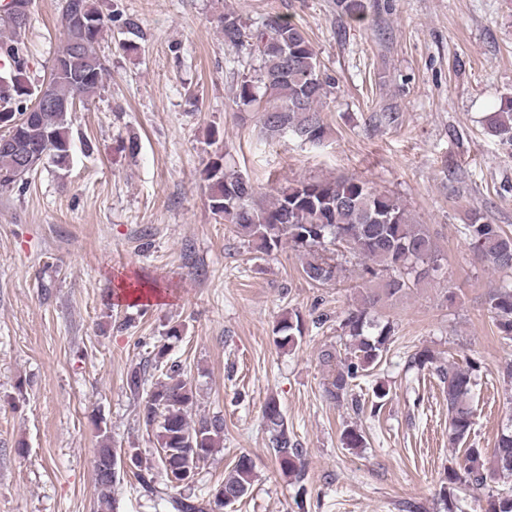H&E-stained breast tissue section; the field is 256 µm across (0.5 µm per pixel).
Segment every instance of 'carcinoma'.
<instances>
[{
	"label": "carcinoma",
	"mask_w": 512,
	"mask_h": 512,
	"mask_svg": "<svg viewBox=\"0 0 512 512\" xmlns=\"http://www.w3.org/2000/svg\"><path fill=\"white\" fill-rule=\"evenodd\" d=\"M11 11L0 14V27L8 35L0 40V57L10 69L0 70V137L15 141L31 153L34 169L47 163L63 166L72 146L69 113L75 101L93 97L106 76L101 44L106 32L116 28L125 35L120 47L138 49L143 39L139 23L119 12L106 16L95 0H63L58 25L63 45L51 66L50 78L40 85L26 76L27 41L32 0H10ZM339 13L359 19L363 0H336ZM224 43L241 46L250 41L261 64L258 77L243 78L237 89L238 102L261 112L266 138L291 133L317 145L327 136L322 104L332 94L333 83L323 72L321 61L306 32L296 24L270 18L262 30H252L232 12L220 20ZM488 135L512 142V97H504L499 108L485 119ZM30 173L19 170L16 154L0 150V189L10 190L28 182ZM209 187V207L224 223L269 254L290 245L304 256L303 277L315 285L339 281L343 267L339 258L348 253L358 260L367 286L343 316L340 328L349 337L348 356L330 349L321 351L327 369V397L341 403L350 395L355 379L378 362L394 335L392 323L375 317L385 301L397 300L430 278L426 266L440 267L439 254L425 224L411 218L398 199L361 178L303 179L257 202V190L240 175L228 174L217 159L204 171ZM474 258L493 270L512 274V234L477 213L464 225ZM487 305L503 338L512 340V281H504L487 296ZM304 331L298 313L282 317L276 324V343L285 347L297 342ZM413 363L435 373L443 384L448 407V445H464L474 425L472 390L475 363L462 367L437 361L431 351L415 353ZM146 368L137 367L127 377L130 392H144ZM192 386L180 378L172 364L147 392L141 413L154 432L160 448V464L166 483H157L151 469L135 455V480L145 496L166 503L168 512H218L224 497L236 502L252 486L254 465L247 454L233 463L228 476L208 498L184 494L199 474L201 463L213 453L224 436V417L214 415L192 422L188 409L194 403ZM264 419L272 432L271 447L281 473L300 480L304 469L302 449L288 436L280 403L274 397L264 405ZM119 455L102 442L93 460L95 483L101 504L112 506L115 487L124 474ZM512 479V424L501 429L491 451L466 448L462 461L448 467L447 482L439 495L448 512H460L459 492H486L484 512H512V489H495Z\"/></svg>",
	"instance_id": "obj_1"
}]
</instances>
